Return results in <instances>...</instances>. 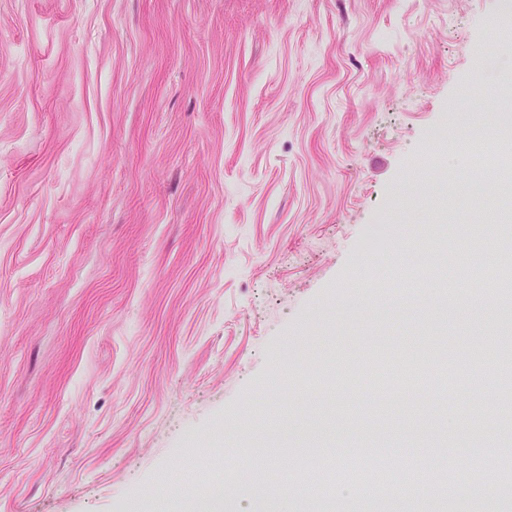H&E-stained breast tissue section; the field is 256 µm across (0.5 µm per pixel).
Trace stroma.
<instances>
[{
	"label": "stroma",
	"mask_w": 512,
	"mask_h": 512,
	"mask_svg": "<svg viewBox=\"0 0 512 512\" xmlns=\"http://www.w3.org/2000/svg\"><path fill=\"white\" fill-rule=\"evenodd\" d=\"M510 100L505 0H0V512H298L283 481L356 458L512 449L467 418L492 367L441 417L377 352L512 345L504 296L402 267L500 268L512 141L476 196L456 140Z\"/></svg>",
	"instance_id": "obj_1"
}]
</instances>
